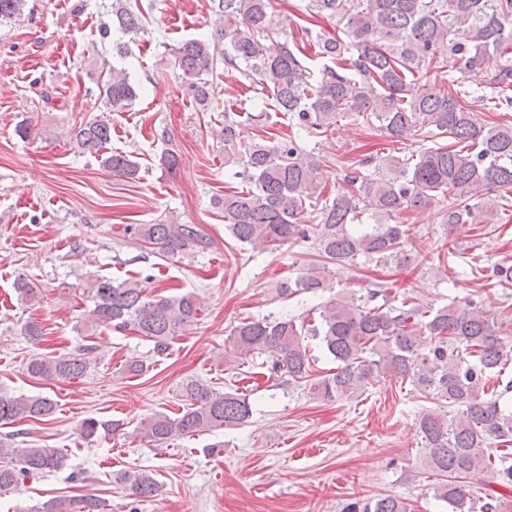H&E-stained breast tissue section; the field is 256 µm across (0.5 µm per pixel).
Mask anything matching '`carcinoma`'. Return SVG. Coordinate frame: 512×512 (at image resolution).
<instances>
[{"label": "carcinoma", "mask_w": 512, "mask_h": 512, "mask_svg": "<svg viewBox=\"0 0 512 512\" xmlns=\"http://www.w3.org/2000/svg\"><path fill=\"white\" fill-rule=\"evenodd\" d=\"M27 0H0V25L19 18ZM215 28L208 37L172 48L174 67L188 79L194 100H210L209 75L218 61L272 96L275 111L289 125L314 137L353 114L378 124L399 141L419 136L434 145L403 157L391 153L358 161L352 193H338L319 209L316 224L300 223L306 203L319 197L320 153L294 136L242 143V123L224 113V166L238 168L245 186L215 199L224 211V227L243 245L277 248L306 241L321 262L301 270L275 288L280 299L315 296L326 288L330 270L362 257L378 265L407 267L419 260L412 248V229L395 219L406 210L421 211L440 199L448 201L445 224H501L512 201V121L482 122L476 106L488 100L495 109L512 112V0H308V20L334 18L343 36L312 38L308 56L272 0H210ZM101 38L119 32L131 39L144 32L143 14L131 0H111ZM322 66L314 73L310 58ZM485 73L482 88L465 86V74ZM99 94L113 112L131 111L140 88L123 69L101 60ZM447 89L434 93L428 77ZM452 139V145L437 142ZM72 139L83 152L99 153L111 140L104 120L75 127ZM112 172L136 178L131 155L112 152L105 158ZM136 242L151 245L170 259L208 251L211 240L196 224L175 219L159 224H128ZM22 300L35 303L39 288L25 278L16 283ZM72 290L82 291L91 307L86 322L130 330L162 351L182 327L197 319L205 299L197 292L148 296L138 280L117 282L91 276ZM383 303L375 304L377 298ZM299 318L271 313L238 323L230 333L237 358L265 355L272 370L288 383L310 380L314 365L304 339L319 341L336 363V372L310 385L323 401L353 396L372 381L395 377L414 390L446 405L419 415L420 452L427 470L442 477L434 496L448 503V512H512V498L489 489L483 501L472 497L469 483L488 478L512 491V466L496 467L499 445L512 442V411L501 406L503 391L487 392V382L500 377L512 361V338L504 323L478 303L434 307L407 301L396 306L378 284L334 294L319 307L318 320L303 328ZM95 346L82 344L56 357L35 354L26 371L39 380L82 377ZM186 404L171 417L156 413L144 425L157 446L177 438L249 423V397L236 389L220 391L197 379L181 385ZM56 402L46 395L0 392V422L17 419L49 421ZM120 424L90 418L81 435L115 431ZM0 491L20 478L57 472L68 456L58 448H21L0 440ZM122 481L132 494L151 498L156 479L145 471L127 472ZM93 497L63 505L46 501L34 512H99ZM344 512H410L400 497L354 501Z\"/></svg>", "instance_id": "carcinoma-1"}]
</instances>
